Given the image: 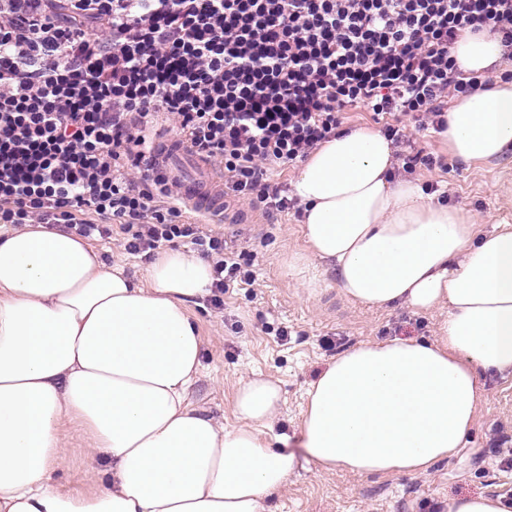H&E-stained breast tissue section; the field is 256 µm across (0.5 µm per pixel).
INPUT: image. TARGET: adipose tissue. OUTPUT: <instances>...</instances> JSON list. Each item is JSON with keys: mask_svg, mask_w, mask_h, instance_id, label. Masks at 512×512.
<instances>
[{"mask_svg": "<svg viewBox=\"0 0 512 512\" xmlns=\"http://www.w3.org/2000/svg\"><path fill=\"white\" fill-rule=\"evenodd\" d=\"M503 53L488 33L453 48L467 74ZM445 136L465 162L511 148L512 83L457 100ZM393 165L390 142L356 128L322 143L293 184L305 256L347 299L448 311L433 341L359 343L311 383L302 446L325 472H427L461 448L480 372L512 375V226L475 235L460 209L393 180ZM210 284V263L178 249L138 281L77 235H0V512H265L296 465L273 429L278 384L241 383L230 429L190 401L203 349L190 305ZM70 420L101 467L89 493L53 481Z\"/></svg>", "mask_w": 512, "mask_h": 512, "instance_id": "1", "label": "adipose tissue"}]
</instances>
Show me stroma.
<instances>
[{"mask_svg": "<svg viewBox=\"0 0 512 512\" xmlns=\"http://www.w3.org/2000/svg\"><path fill=\"white\" fill-rule=\"evenodd\" d=\"M424 146L447 168L416 169L413 181H442L450 206L471 216L479 231L512 225V148L493 160L464 162L449 153L441 134L426 136ZM222 229L235 250L253 255L258 274L255 285L240 284L225 293L223 313L204 302L191 308L203 339L204 365L191 400L224 426L236 423L233 394L239 383L260 374L281 388L278 427L299 432L309 384L338 352L328 343L331 337H344L351 347L438 334L442 312L349 301L335 275L315 262L286 271V263L305 250L302 226L293 214L270 215L260 208ZM482 388L477 417L452 458L422 474L386 476L322 472L301 462L287 484L267 498V512H443L449 498L476 495L500 498L512 512V469H501L497 452L500 442L512 446V376L487 377ZM90 445L88 437L73 432L69 461L54 476L61 491L88 493L97 487Z\"/></svg>", "mask_w": 512, "mask_h": 512, "instance_id": "35a3bbf8", "label": "stroma"}]
</instances>
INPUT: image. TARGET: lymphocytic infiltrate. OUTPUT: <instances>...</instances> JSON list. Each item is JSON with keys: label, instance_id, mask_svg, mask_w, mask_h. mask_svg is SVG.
<instances>
[{"label": "lymphocytic infiltrate", "instance_id": "f902f5d3", "mask_svg": "<svg viewBox=\"0 0 512 512\" xmlns=\"http://www.w3.org/2000/svg\"><path fill=\"white\" fill-rule=\"evenodd\" d=\"M512 60V0H0V224H41L131 254L190 241L210 305L253 285L251 258L185 221L182 182L154 171L155 128L224 172L238 208L302 215L272 173L366 109L399 169L436 160L404 133L445 132L450 101L492 84L451 53L467 32Z\"/></svg>", "mask_w": 512, "mask_h": 512}]
</instances>
